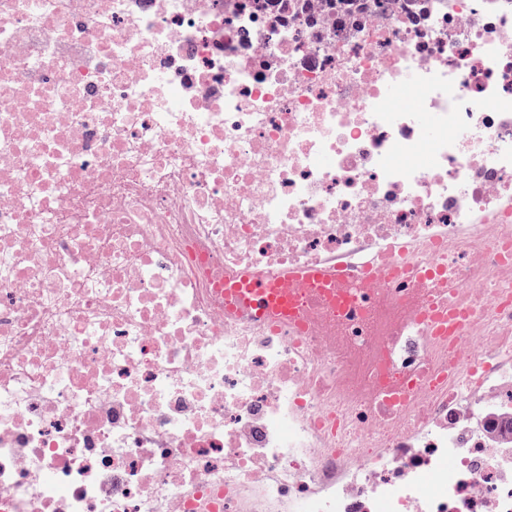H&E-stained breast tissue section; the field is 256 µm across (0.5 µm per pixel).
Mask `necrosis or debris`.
Instances as JSON below:
<instances>
[{"instance_id":"1","label":"necrosis or debris","mask_w":512,"mask_h":512,"mask_svg":"<svg viewBox=\"0 0 512 512\" xmlns=\"http://www.w3.org/2000/svg\"><path fill=\"white\" fill-rule=\"evenodd\" d=\"M510 266L512 0H0V512H512ZM306 283H317L321 288H333L340 291L341 275L336 269L313 268L307 271L287 270L274 281H265L262 277H248L234 291V295L245 308L252 312L255 320L287 316L286 305L294 295L295 288Z\"/></svg>"}]
</instances>
